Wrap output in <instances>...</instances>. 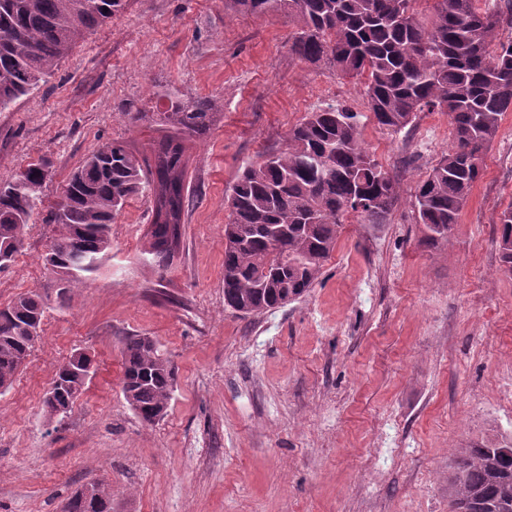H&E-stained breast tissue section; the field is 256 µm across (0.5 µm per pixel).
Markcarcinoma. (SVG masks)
Masks as SVG:
<instances>
[{
    "label": "carcinoma",
    "mask_w": 512,
    "mask_h": 512,
    "mask_svg": "<svg viewBox=\"0 0 512 512\" xmlns=\"http://www.w3.org/2000/svg\"><path fill=\"white\" fill-rule=\"evenodd\" d=\"M416 0H224L254 16L284 12L295 23L289 51L363 84L368 111L393 133L420 112H446L453 126L448 152L418 182L410 201L422 225L421 245L434 249L451 231L484 170L500 121L512 112V41L499 30L512 15L477 0H434L430 15ZM126 0H0V111L51 74L86 32L125 8ZM175 129L153 140L144 159L120 142L86 157L51 211L56 237L47 266L70 268L66 287L94 272L112 248L111 224L129 199L149 192L153 209L173 207L176 222L151 224L149 254L160 269L173 261L185 211L187 142L206 134L212 113L204 100L163 113ZM44 158L0 182V243L39 214ZM399 184L361 139L358 113L328 106L288 130L285 146L244 168L228 195L224 225V302L243 317L284 305L313 287L335 248L344 216L385 217L399 202ZM500 268L512 274V207L498 227ZM46 302L24 294L0 308V387L9 388L37 340ZM122 393L146 423L167 414L174 368L145 336L122 342ZM45 394L51 418L67 414L90 378L83 360H69ZM448 512H512V436L476 443L457 456L448 479ZM70 512H112V495L95 508L73 493Z\"/></svg>",
    "instance_id": "carcinoma-1"
}]
</instances>
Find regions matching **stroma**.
Masks as SVG:
<instances>
[{"label": "stroma", "mask_w": 512, "mask_h": 512, "mask_svg": "<svg viewBox=\"0 0 512 512\" xmlns=\"http://www.w3.org/2000/svg\"><path fill=\"white\" fill-rule=\"evenodd\" d=\"M293 29L284 14L227 20L224 0H128L0 112V181L52 162L45 206L0 269V305L48 299L30 356L0 391V512H61L92 481L109 487L112 512H448L459 449L512 433V276L495 245L512 206V112L449 244L427 250L408 202L452 142L450 117L380 128L360 84L290 53ZM196 98L213 121L187 144L171 266L147 253L143 194L112 224L100 267L58 303L44 256L65 181L114 140L146 155L169 100ZM329 105L361 113L400 201L376 223L346 216L304 296L239 316L224 304L227 196L247 165ZM128 336L157 341L175 371L168 412L152 424L121 391ZM78 349L94 357L86 391L47 419L43 397Z\"/></svg>", "instance_id": "obj_1"}]
</instances>
